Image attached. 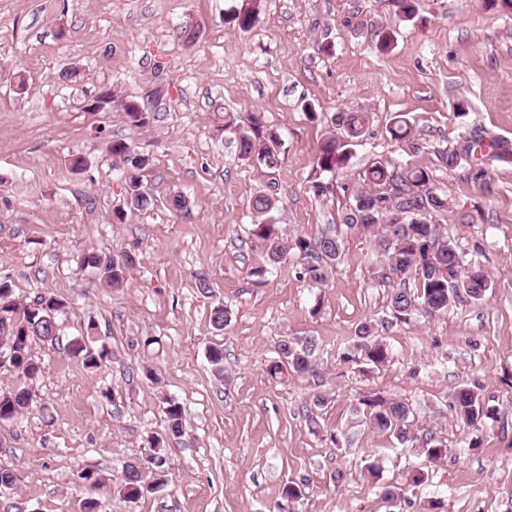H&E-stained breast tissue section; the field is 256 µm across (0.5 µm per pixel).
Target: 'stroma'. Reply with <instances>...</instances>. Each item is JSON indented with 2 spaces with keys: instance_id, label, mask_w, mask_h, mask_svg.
Instances as JSON below:
<instances>
[{
  "instance_id": "1",
  "label": "stroma",
  "mask_w": 512,
  "mask_h": 512,
  "mask_svg": "<svg viewBox=\"0 0 512 512\" xmlns=\"http://www.w3.org/2000/svg\"><path fill=\"white\" fill-rule=\"evenodd\" d=\"M252 5L251 31L225 24L229 9ZM392 28L396 42L379 52L377 33ZM66 70L75 78L61 79ZM105 91L112 102L95 108ZM131 99L147 107V124L129 122L121 103ZM307 103L325 120H310ZM360 110L368 134L315 192L330 115ZM228 112L276 131L273 173L239 158ZM399 113L419 153L388 138ZM474 138L512 143V9L502 4L419 0L401 26L394 0H0V283L21 306L41 294L66 304L59 343L33 349L37 376L0 367V394L32 393L0 422V467L19 476L0 492V512L14 499L26 512H84L85 469L105 478L97 512H512V163L487 161V196L438 160ZM116 141L149 160L148 209L129 206ZM384 158L428 168L449 202L440 232L483 249L495 284L483 301L394 318L392 287L375 278L376 238L343 222L364 171ZM271 183L279 234L339 240L325 283L304 276L292 252L252 281L264 242L250 202ZM177 194L186 208H173ZM88 253L132 254L124 286L81 267ZM217 306L228 312L221 330L210 323ZM366 322L390 350L379 367L360 348ZM90 325L109 351L96 369L67 349ZM283 339L310 348L313 372L269 374ZM213 347L224 351L220 375ZM474 381L498 415L472 449L451 403ZM376 393L408 403L411 441L364 423L362 402ZM168 398L184 410L178 437ZM429 434L448 450L431 464L418 443ZM154 438L168 482L128 503L123 465L149 456ZM371 459L397 499L369 480ZM423 466L428 482L410 486ZM291 481L301 485L294 499L283 494Z\"/></svg>"
}]
</instances>
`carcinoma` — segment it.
Returning <instances> with one entry per match:
<instances>
[{
  "label": "carcinoma",
  "instance_id": "1",
  "mask_svg": "<svg viewBox=\"0 0 512 512\" xmlns=\"http://www.w3.org/2000/svg\"><path fill=\"white\" fill-rule=\"evenodd\" d=\"M258 21L256 10H231L225 23L241 32H248ZM340 132L326 136L320 143L315 157L318 175H336L346 167L353 155V147L366 136L368 115L365 112H338L330 117ZM224 131L232 134L237 143L239 157L264 170H274L279 163L281 141L274 132H263L260 118L252 116L246 122L234 118L224 119ZM388 133L390 139L404 142L412 152L420 150L408 118L394 116ZM484 144L474 139L459 152L450 148L439 153L440 161L450 169L459 166L462 155L472 156ZM112 153L131 155L128 180L130 206L136 210L148 208L150 199L140 191L139 173L147 165V158L134 152L122 141L112 144ZM466 178L477 185L486 195L493 192L486 167L481 162L469 164ZM365 188L354 195V203L344 217V223L360 226L367 231L381 230L378 245L384 261L377 279L396 282L398 287L390 294V309L394 317L407 320L416 312L434 313L445 310L452 303L466 299L481 301L494 288L493 280L480 261L482 247L470 254L462 250L454 240L442 234L436 224H420L414 216L423 208L430 210V218L448 209L447 198L437 194L430 186L428 171L420 166L389 167L375 161L365 171ZM257 234L265 242L261 262L251 267L250 276L260 282L271 267L281 263L288 251H294L304 261V274L315 284L326 281L328 270L339 257L340 244L334 237H296L289 243L279 235L277 224L278 200H270L262 194L251 203ZM88 267L98 271L101 280L113 288L126 282V272L131 256L121 260L106 259L98 254L84 256ZM417 283L416 290L407 287L409 281ZM66 304L51 295H41L32 303L18 309L11 298L8 285L0 288V330L9 327L8 336L19 340L16 354L8 366L18 375L31 378L40 371L38 362L31 354L34 343L53 344L59 340L57 315ZM363 340V350L368 363L378 367L389 361V349L385 343L371 335L364 324L358 332ZM92 338H78L69 345V351L81 358L89 368H97L108 356L104 346H91ZM281 363L274 365L271 373L287 367L295 373L314 371L307 349L282 340L278 345ZM29 402V393L20 388L13 393L0 394V421L12 419ZM368 407L366 424L373 430L387 433L399 443H404L410 433L411 410L405 402L376 394L365 400ZM453 410L457 420L468 427H478L495 418V410L486 404L478 386H462L453 395ZM164 413L169 433L179 436L183 430V408L173 399L165 400ZM421 452L429 461L441 458L447 448L438 440L423 441ZM164 459L154 454L142 461L132 459L123 466V483L119 489L125 501L137 502L144 494L165 485Z\"/></svg>",
  "mask_w": 512,
  "mask_h": 512
}]
</instances>
